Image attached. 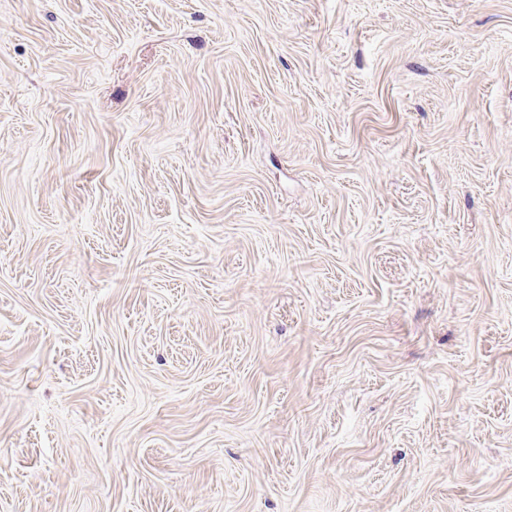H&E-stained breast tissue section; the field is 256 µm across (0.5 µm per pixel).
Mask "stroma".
<instances>
[{
	"label": "stroma",
	"instance_id": "obj_1",
	"mask_svg": "<svg viewBox=\"0 0 512 512\" xmlns=\"http://www.w3.org/2000/svg\"><path fill=\"white\" fill-rule=\"evenodd\" d=\"M0 512H512V0H0Z\"/></svg>",
	"mask_w": 512,
	"mask_h": 512
}]
</instances>
